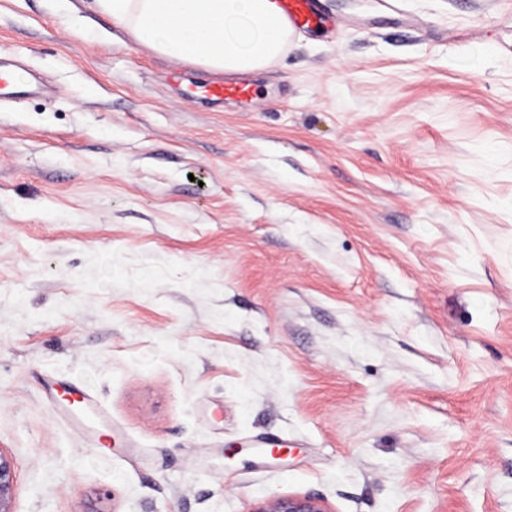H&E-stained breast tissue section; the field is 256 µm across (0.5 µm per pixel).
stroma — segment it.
Segmentation results:
<instances>
[{
    "instance_id": "35a3bbf8",
    "label": "stroma",
    "mask_w": 512,
    "mask_h": 512,
    "mask_svg": "<svg viewBox=\"0 0 512 512\" xmlns=\"http://www.w3.org/2000/svg\"><path fill=\"white\" fill-rule=\"evenodd\" d=\"M214 102L0 0L13 512H512V0H323ZM20 68L15 62L0 58V97L18 98L39 92L41 87L34 77L23 85L15 82L14 74ZM204 92L214 98L237 102L249 101L253 96L252 86L246 80H228L222 83L211 84L204 87ZM252 512H329V510L321 499L288 495L269 499Z\"/></svg>"
}]
</instances>
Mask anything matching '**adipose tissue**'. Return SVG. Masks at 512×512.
<instances>
[{
	"label": "adipose tissue",
	"mask_w": 512,
	"mask_h": 512,
	"mask_svg": "<svg viewBox=\"0 0 512 512\" xmlns=\"http://www.w3.org/2000/svg\"><path fill=\"white\" fill-rule=\"evenodd\" d=\"M100 10L159 55L212 74H251L288 39L275 0H96Z\"/></svg>",
	"instance_id": "obj_1"
}]
</instances>
